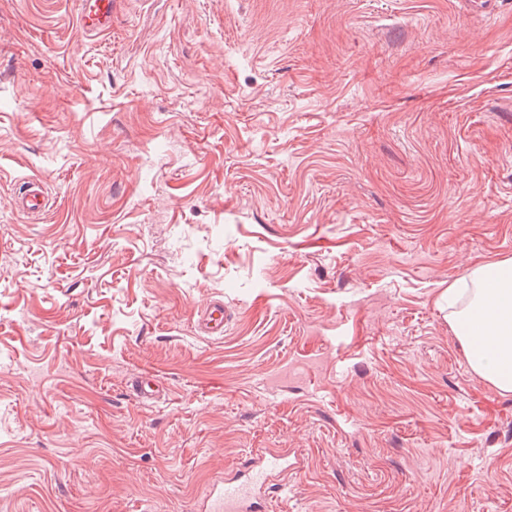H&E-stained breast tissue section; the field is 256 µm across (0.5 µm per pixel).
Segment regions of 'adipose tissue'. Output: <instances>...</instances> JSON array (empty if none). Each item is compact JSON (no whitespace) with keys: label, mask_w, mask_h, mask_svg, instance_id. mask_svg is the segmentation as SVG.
I'll return each instance as SVG.
<instances>
[{"label":"adipose tissue","mask_w":512,"mask_h":512,"mask_svg":"<svg viewBox=\"0 0 512 512\" xmlns=\"http://www.w3.org/2000/svg\"><path fill=\"white\" fill-rule=\"evenodd\" d=\"M464 307L452 321L469 366L496 390L512 392V258L474 267Z\"/></svg>","instance_id":"1"}]
</instances>
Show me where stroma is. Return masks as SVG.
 Wrapping results in <instances>:
<instances>
[{"mask_svg":"<svg viewBox=\"0 0 512 512\" xmlns=\"http://www.w3.org/2000/svg\"><path fill=\"white\" fill-rule=\"evenodd\" d=\"M507 257L512 0H0V512H194L271 448L274 512H512L448 305ZM115 0H84L81 5V26L85 33H99L110 27ZM16 207L30 215L39 216L47 207L46 196L39 182L28 180L15 198ZM233 312L223 299L213 298L196 314V328L201 336L221 339L231 323ZM131 388L134 396L142 401H154L166 393V387L153 376H138L132 380Z\"/></svg>","mask_w":512,"mask_h":512,"instance_id":"1","label":"stroma"}]
</instances>
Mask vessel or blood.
Instances as JSON below:
<instances>
[{"mask_svg":"<svg viewBox=\"0 0 512 512\" xmlns=\"http://www.w3.org/2000/svg\"><path fill=\"white\" fill-rule=\"evenodd\" d=\"M114 0H82L81 26L84 32L99 33L110 27ZM16 207L30 215H41L46 207L45 193L39 182L26 181L16 198ZM233 312L223 299L214 298L196 314V328L201 336L220 339L231 323ZM134 396L149 402L164 396V384L153 376L133 379ZM288 449L280 448L264 452L246 470L224 478V484L212 488L204 497L205 512H267L273 499L288 481Z\"/></svg>","mask_w":512,"mask_h":512,"instance_id":"obj_1","label":"vessel or blood"}]
</instances>
